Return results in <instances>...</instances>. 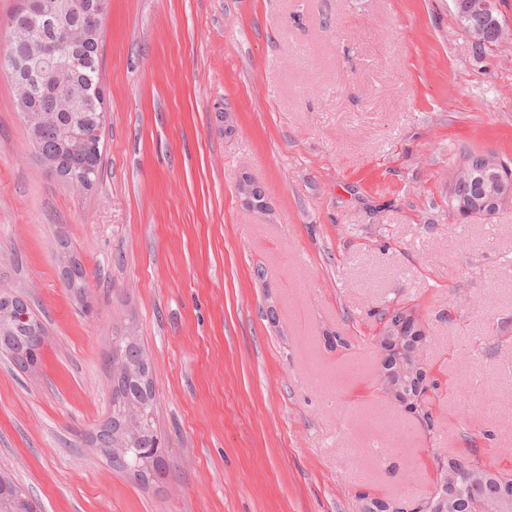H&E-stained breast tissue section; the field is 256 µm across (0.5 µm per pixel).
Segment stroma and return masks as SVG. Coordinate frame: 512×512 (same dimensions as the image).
Masks as SVG:
<instances>
[{"instance_id": "obj_1", "label": "stroma", "mask_w": 512, "mask_h": 512, "mask_svg": "<svg viewBox=\"0 0 512 512\" xmlns=\"http://www.w3.org/2000/svg\"><path fill=\"white\" fill-rule=\"evenodd\" d=\"M102 55L90 195L46 175L0 72V294L46 331L36 370L0 353V471L38 512H362L427 498L440 458L512 475V208L448 211L465 152L512 163V34L475 46L453 0H109ZM397 304L429 425L377 384ZM123 324L168 443L145 482L91 443ZM60 263L61 274L63 276V281L66 287L74 286L77 282H80V291H82L87 278L85 267L82 261L69 250L61 249ZM78 268H82L84 274L82 277L77 278L74 274ZM393 310H397L398 314L403 315V322L399 325H389L387 327L381 325L376 334L372 336V343L383 353V360L378 372V381L382 388H385L389 393H393L390 381L393 365L388 356L393 351L403 353L410 358L414 368L417 398L421 401L422 397L428 392L430 383L429 368L418 356L419 346L426 338V333L422 328H417L411 336H403V330L406 327L409 326L411 330L414 328V325L419 321L418 316L412 308L404 305H396L391 311ZM122 335V339L126 341L127 346L130 348L134 371L137 374L144 376L145 370L149 366L152 367V364L145 356L143 348L139 342L138 336H134L131 333H125ZM125 341L119 342L122 348L125 347Z\"/></svg>"}]
</instances>
